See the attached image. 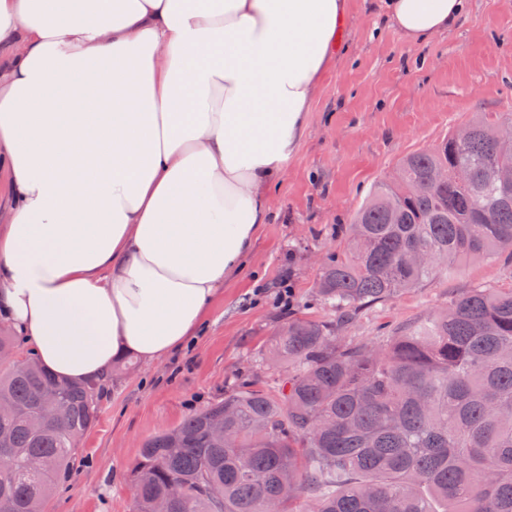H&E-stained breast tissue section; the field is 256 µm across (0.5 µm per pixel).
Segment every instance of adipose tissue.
<instances>
[{"instance_id":"obj_1","label":"adipose tissue","mask_w":512,"mask_h":512,"mask_svg":"<svg viewBox=\"0 0 512 512\" xmlns=\"http://www.w3.org/2000/svg\"><path fill=\"white\" fill-rule=\"evenodd\" d=\"M405 39L467 0H381ZM349 0H0V324L74 382L182 348L238 272Z\"/></svg>"}]
</instances>
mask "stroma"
I'll use <instances>...</instances> for the list:
<instances>
[{"label": "stroma", "mask_w": 512, "mask_h": 512, "mask_svg": "<svg viewBox=\"0 0 512 512\" xmlns=\"http://www.w3.org/2000/svg\"><path fill=\"white\" fill-rule=\"evenodd\" d=\"M337 59L311 108L308 129L270 191L241 270L225 281L186 345L166 359L113 368L97 425L73 449L70 475L46 512H133L128 478L142 441L222 399L260 370L266 344L289 317L335 320L317 282L325 254L342 250L354 211L406 155L434 146L480 112L512 108V0H468L467 13L426 43L404 39L379 16L378 0H350ZM294 292L283 311L280 282ZM512 288L497 258L460 263L391 301L372 305L341 330L380 343L430 317L471 288Z\"/></svg>", "instance_id": "stroma-1"}]
</instances>
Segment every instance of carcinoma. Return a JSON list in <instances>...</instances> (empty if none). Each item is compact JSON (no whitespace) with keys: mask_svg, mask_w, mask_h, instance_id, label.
Masks as SVG:
<instances>
[{"mask_svg":"<svg viewBox=\"0 0 512 512\" xmlns=\"http://www.w3.org/2000/svg\"><path fill=\"white\" fill-rule=\"evenodd\" d=\"M512 113L469 122L404 157L355 212L318 284L336 323L293 318L270 340L264 384L146 440L130 470L133 512H512V289L471 288L389 344L342 342L362 309L460 260L512 262V185L494 176L512 142L484 136ZM438 169L448 181H430ZM431 255L425 265L413 251ZM95 381L35 358L0 363V512H45L46 489L100 413ZM224 418L229 441L213 435Z\"/></svg>","mask_w":512,"mask_h":512,"instance_id":"cac0c4a2","label":"carcinoma"}]
</instances>
